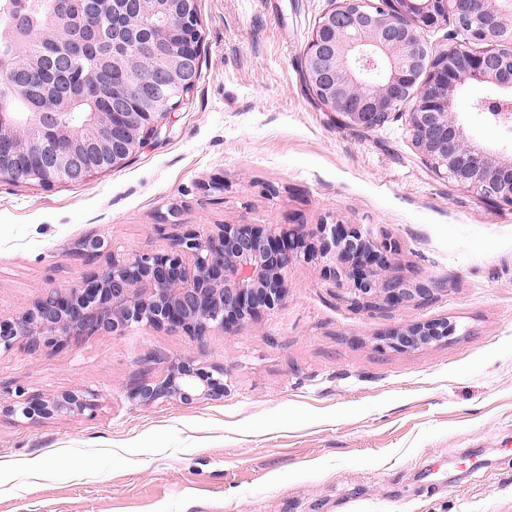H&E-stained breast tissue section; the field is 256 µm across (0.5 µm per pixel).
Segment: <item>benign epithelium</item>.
I'll list each match as a JSON object with an SVG mask.
<instances>
[{
	"mask_svg": "<svg viewBox=\"0 0 512 512\" xmlns=\"http://www.w3.org/2000/svg\"><path fill=\"white\" fill-rule=\"evenodd\" d=\"M139 17L162 12L145 54L127 56L112 68L108 111L91 113L88 124L67 127L63 106L80 95L90 75V47L67 36L68 19L51 30H26L24 45L46 44L42 66L25 57L26 70L0 64V77L17 95L50 66L61 81L42 98L27 123L15 127L13 113L0 111V179L51 187L83 182L118 166L161 132L164 118L200 78V21L196 0H136ZM481 51L450 45L433 50L424 33L448 18ZM430 77L411 93L416 76ZM305 78L319 102L348 125L371 130L401 108L409 109L410 128L419 149L439 172L475 191L491 205L512 207V155H493L475 142L453 114V96L470 79L512 89V0H331L317 21L303 53ZM476 108L512 126V102L487 98ZM319 257L333 285L346 287L355 306H399L430 299L434 282L415 286L390 273L397 250L388 238L359 230L341 232L320 225ZM296 230L282 224H224L215 233L188 228L164 253L112 259L68 288H54L14 318L0 319V353L16 347L31 354L62 349L72 338L102 331L121 333L134 325L157 330L178 328L203 343L219 332L232 335L287 294V273L300 257ZM446 320L417 322L388 337L404 349L440 342L453 335ZM224 395V369L206 367L193 355L174 361L159 380L134 386L128 398L140 405L170 400L192 404ZM98 396L87 389H66L0 404L5 414L36 422L62 416L93 418Z\"/></svg>",
	"mask_w": 512,
	"mask_h": 512,
	"instance_id": "7a95c632",
	"label": "benign epithelium"
}]
</instances>
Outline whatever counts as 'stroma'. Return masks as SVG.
<instances>
[{"label": "stroma", "instance_id": "35a3bbf8", "mask_svg": "<svg viewBox=\"0 0 512 512\" xmlns=\"http://www.w3.org/2000/svg\"><path fill=\"white\" fill-rule=\"evenodd\" d=\"M329 6L197 0L200 78L159 136L82 183L0 180V318L218 224H287L314 249L323 224L389 238L393 275L434 280L433 298L354 306L301 259L285 299L231 336L137 326L1 354L0 402L82 388L99 410L0 417V512H512V208L437 172L407 111L366 131L317 101L303 51ZM500 94L472 80L454 103L476 142L507 154L512 131L475 108ZM437 319L454 336L386 347ZM189 353L223 368V396L128 399Z\"/></svg>", "mask_w": 512, "mask_h": 512}]
</instances>
